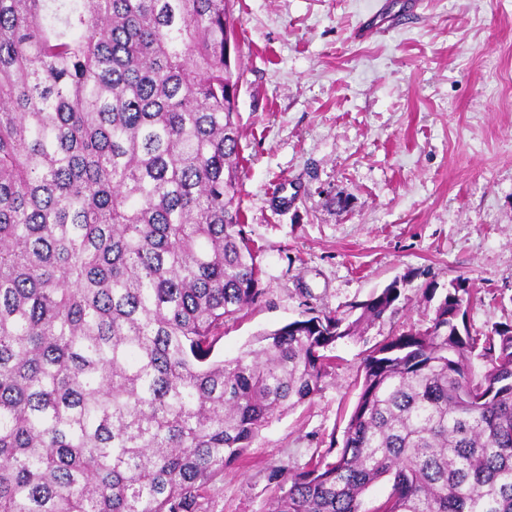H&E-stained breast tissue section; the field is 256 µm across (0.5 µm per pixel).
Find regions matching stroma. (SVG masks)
<instances>
[{
  "mask_svg": "<svg viewBox=\"0 0 512 512\" xmlns=\"http://www.w3.org/2000/svg\"><path fill=\"white\" fill-rule=\"evenodd\" d=\"M233 0L241 209L264 293L215 353L307 309L342 313L407 277L396 314L337 343L310 402L210 484L211 512H266L277 465L342 440L369 350L425 324L426 285L468 277L471 332L512 322V0ZM294 203L274 206L280 182Z\"/></svg>",
  "mask_w": 512,
  "mask_h": 512,
  "instance_id": "obj_1",
  "label": "stroma"
}]
</instances>
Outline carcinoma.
I'll use <instances>...</instances> for the list:
<instances>
[{"instance_id":"carcinoma-1","label":"carcinoma","mask_w":512,"mask_h":512,"mask_svg":"<svg viewBox=\"0 0 512 512\" xmlns=\"http://www.w3.org/2000/svg\"><path fill=\"white\" fill-rule=\"evenodd\" d=\"M231 19V0H0V512H207L336 343L398 310L396 279L215 356L263 293ZM466 284L423 289L427 326L369 351L342 448L272 469L268 512H512V325L460 328Z\"/></svg>"}]
</instances>
